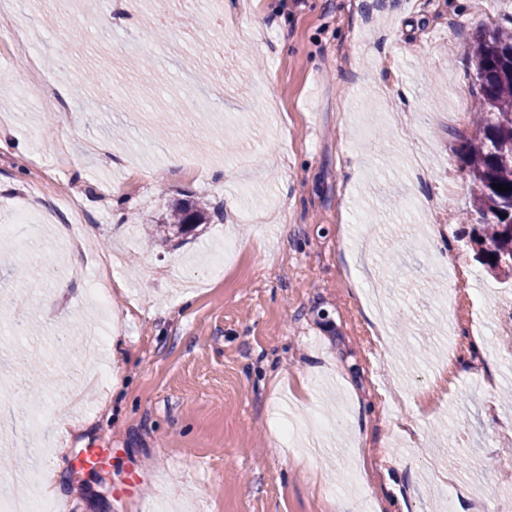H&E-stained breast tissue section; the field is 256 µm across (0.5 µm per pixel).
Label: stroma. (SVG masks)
Segmentation results:
<instances>
[{"mask_svg": "<svg viewBox=\"0 0 512 512\" xmlns=\"http://www.w3.org/2000/svg\"><path fill=\"white\" fill-rule=\"evenodd\" d=\"M126 6L0 13V35L35 34L66 102L18 96L25 70L0 47V381L25 406L0 416V499L39 494L7 478L35 469L70 512H512V355L492 321L478 347L468 320L449 328L428 267L451 252L512 309L460 235L469 125L451 118L475 107L476 32L512 28V0ZM38 177L45 198L81 195L87 252L123 255L107 303L98 271L69 276L58 218L28 207ZM187 200L218 217L147 248ZM451 332L458 393L426 414ZM89 448L104 464L76 468ZM135 475L140 494L115 498Z\"/></svg>", "mask_w": 512, "mask_h": 512, "instance_id": "stroma-1", "label": "stroma"}]
</instances>
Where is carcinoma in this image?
Returning <instances> with one entry per match:
<instances>
[{
	"instance_id": "carcinoma-1",
	"label": "carcinoma",
	"mask_w": 512,
	"mask_h": 512,
	"mask_svg": "<svg viewBox=\"0 0 512 512\" xmlns=\"http://www.w3.org/2000/svg\"><path fill=\"white\" fill-rule=\"evenodd\" d=\"M471 63L478 98L477 118L465 138L463 153L470 182V205L480 216L468 236L479 246L480 262L503 279H512V31L482 28L473 39ZM509 190L499 192L494 185ZM204 203L184 202L173 222L150 233L152 243L196 230L206 223Z\"/></svg>"
}]
</instances>
